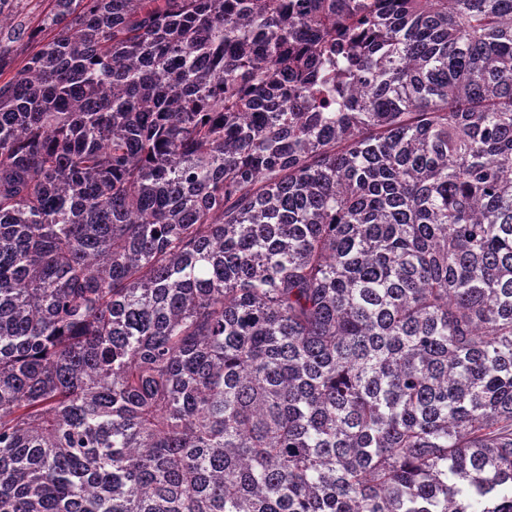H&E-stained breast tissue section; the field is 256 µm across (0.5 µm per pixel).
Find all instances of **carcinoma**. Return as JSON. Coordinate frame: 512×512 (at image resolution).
Wrapping results in <instances>:
<instances>
[{
	"instance_id": "carcinoma-1",
	"label": "carcinoma",
	"mask_w": 512,
	"mask_h": 512,
	"mask_svg": "<svg viewBox=\"0 0 512 512\" xmlns=\"http://www.w3.org/2000/svg\"><path fill=\"white\" fill-rule=\"evenodd\" d=\"M47 2L0 512H512V0Z\"/></svg>"
}]
</instances>
